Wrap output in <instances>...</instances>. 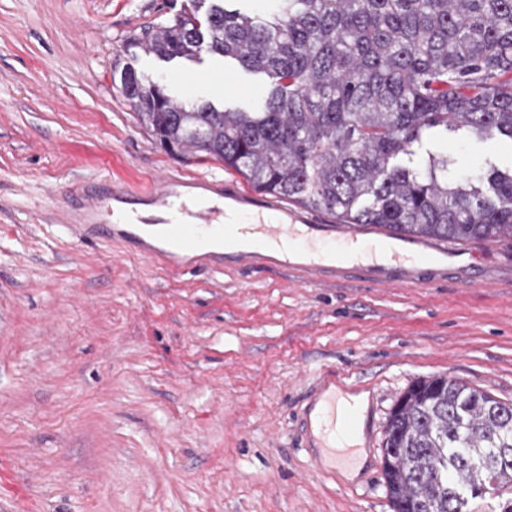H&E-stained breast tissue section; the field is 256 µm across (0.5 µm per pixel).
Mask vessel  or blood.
<instances>
[{
	"label": "vessel or blood",
	"instance_id": "vessel-or-blood-1",
	"mask_svg": "<svg viewBox=\"0 0 512 512\" xmlns=\"http://www.w3.org/2000/svg\"><path fill=\"white\" fill-rule=\"evenodd\" d=\"M233 83V75L223 70L183 80L189 91ZM102 181L105 190L87 192L79 211H67L70 233L82 240L110 239L117 225L138 223L131 207L135 201L166 211L163 245L152 254L172 276L209 265L213 255L203 243L215 235L229 246L225 264L284 267L306 273L315 284L352 277L385 287L423 288L448 279L482 286L488 281L482 250L375 232L361 224H320L290 212L277 198L225 192L220 180L164 175L130 187L107 174ZM245 207L253 208L255 223L239 221Z\"/></svg>",
	"mask_w": 512,
	"mask_h": 512
}]
</instances>
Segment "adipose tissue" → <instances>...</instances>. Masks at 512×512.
I'll use <instances>...</instances> for the list:
<instances>
[{"label":"adipose tissue","instance_id":"obj_1","mask_svg":"<svg viewBox=\"0 0 512 512\" xmlns=\"http://www.w3.org/2000/svg\"><path fill=\"white\" fill-rule=\"evenodd\" d=\"M369 400L367 393H340L335 403L320 399L310 413L311 429L316 438H323L328 433L330 412L337 409L347 410L355 415L358 426L352 432H337L336 447L329 450L320 449L319 455L323 463L336 468L349 481L355 480L365 466L368 456L363 448V425L366 423Z\"/></svg>","mask_w":512,"mask_h":512}]
</instances>
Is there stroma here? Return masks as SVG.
<instances>
[{
  "mask_svg": "<svg viewBox=\"0 0 512 512\" xmlns=\"http://www.w3.org/2000/svg\"><path fill=\"white\" fill-rule=\"evenodd\" d=\"M183 0H0V512H393L387 416L416 379L445 375L512 404V279L382 288L217 267L181 279L64 226L101 174L250 185L223 163L161 150L112 80L132 32ZM137 71L184 75L223 58ZM453 174L512 168V140L452 134L402 162ZM369 395V463L317 462L319 372Z\"/></svg>",
  "mask_w": 512,
  "mask_h": 512,
  "instance_id": "35a3bbf8",
  "label": "stroma"
}]
</instances>
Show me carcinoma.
Returning <instances> with one entry per match:
<instances>
[{"label":"carcinoma","mask_w":512,"mask_h":512,"mask_svg":"<svg viewBox=\"0 0 512 512\" xmlns=\"http://www.w3.org/2000/svg\"><path fill=\"white\" fill-rule=\"evenodd\" d=\"M124 38L112 59L122 97L173 155L214 160L255 191L341 224L443 242L512 238V170L448 181L452 160L398 161L432 136L497 132L512 140V0H278L267 17L212 3ZM192 60L206 52L259 75L245 109L175 97L138 52ZM390 500L457 512L455 492L512 512V408L445 376L414 382L388 416Z\"/></svg>","instance_id":"obj_1"}]
</instances>
